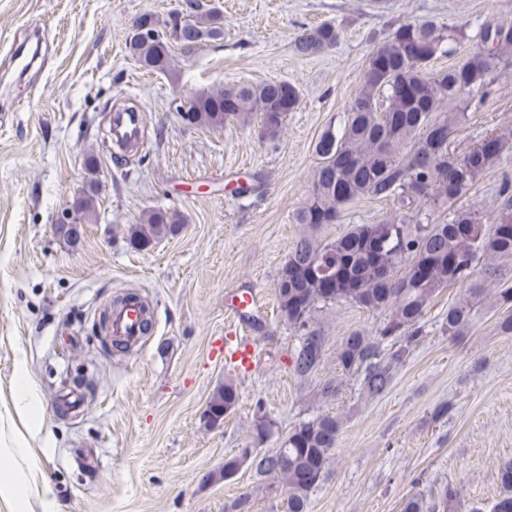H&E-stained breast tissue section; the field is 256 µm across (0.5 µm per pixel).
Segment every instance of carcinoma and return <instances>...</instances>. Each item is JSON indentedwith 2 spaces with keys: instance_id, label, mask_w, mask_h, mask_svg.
<instances>
[{
  "instance_id": "obj_1",
  "label": "carcinoma",
  "mask_w": 512,
  "mask_h": 512,
  "mask_svg": "<svg viewBox=\"0 0 512 512\" xmlns=\"http://www.w3.org/2000/svg\"><path fill=\"white\" fill-rule=\"evenodd\" d=\"M189 18L160 22L139 17L140 33L126 40L129 54L143 67L163 72L172 62L169 43L191 51L209 40L224 37L219 14L187 0ZM481 41L486 48L464 64L431 71L430 62L447 52L448 28L431 20L398 26L369 55L361 85L351 99L341 135L332 130L315 144L319 163L312 173L307 200L293 220L304 227L275 283L281 320L303 332L302 343L291 357L294 373L305 378L323 360V341L311 328L319 306L342 303L386 312L379 335L353 331L342 338L336 363L346 374L364 373L363 387L375 397L391 381L390 366L377 362L380 344L396 347L390 361L397 363L422 332V320L433 298L443 288L457 286L463 296L448 305L443 328L452 337L469 328L474 308L485 289L471 283L479 260L484 278L495 280L497 262L512 258V195L502 191L497 221L482 222L478 213L455 207L477 180L498 164L512 148V132H495L468 151H448V142L465 113L461 103L479 101L490 75L501 64L512 63V30L486 26ZM339 32L331 23L307 28L294 41L302 57L321 55L334 47ZM299 104V91L286 81L238 83L203 91L180 104L176 112L191 114L188 124L221 129L234 122L249 125L260 118L262 136H279L288 113ZM391 199L396 213L376 224H354L329 241L321 236L327 224H336L341 208L360 198ZM418 202L439 210L452 209L450 220L422 223L407 213ZM75 223L60 224L66 240L78 236L96 209V192L89 189L74 198ZM175 210L154 208L129 228V243L146 249L181 230ZM499 330L512 335V288H498ZM238 402L232 380H224L211 396L206 414L224 421ZM340 423L324 415L302 422L288 432L284 458L274 455L255 464L256 474L277 479L286 488L287 512H308L309 495L328 473ZM245 465L241 454L224 459V467L206 479L234 477ZM502 492L497 501L512 502V459L497 468ZM458 491L444 488L437 502L426 507L421 498L407 500L403 512H428L457 501Z\"/></svg>"
}]
</instances>
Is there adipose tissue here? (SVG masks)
Returning a JSON list of instances; mask_svg holds the SVG:
<instances>
[{
  "instance_id": "ef3b65f1",
  "label": "adipose tissue",
  "mask_w": 512,
  "mask_h": 512,
  "mask_svg": "<svg viewBox=\"0 0 512 512\" xmlns=\"http://www.w3.org/2000/svg\"><path fill=\"white\" fill-rule=\"evenodd\" d=\"M14 409L22 428L0 443V457L7 459V467L0 469V506L6 512H33V498L50 503L51 489L40 482L37 466L25 430L33 422L42 420L40 401L25 376H18L14 391Z\"/></svg>"
}]
</instances>
